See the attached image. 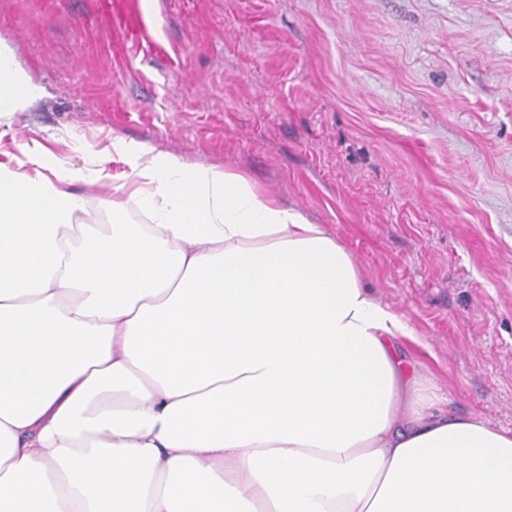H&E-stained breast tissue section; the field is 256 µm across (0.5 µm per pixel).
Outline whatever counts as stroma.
Segmentation results:
<instances>
[{"label":"stroma","instance_id":"1","mask_svg":"<svg viewBox=\"0 0 512 512\" xmlns=\"http://www.w3.org/2000/svg\"><path fill=\"white\" fill-rule=\"evenodd\" d=\"M166 54H112L93 0H0L46 95L0 123L246 173L349 250L422 337L449 415L512 435V0H146Z\"/></svg>","mask_w":512,"mask_h":512}]
</instances>
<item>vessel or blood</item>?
Instances as JSON below:
<instances>
[{
    "label": "vessel or blood",
    "mask_w": 512,
    "mask_h": 512,
    "mask_svg": "<svg viewBox=\"0 0 512 512\" xmlns=\"http://www.w3.org/2000/svg\"><path fill=\"white\" fill-rule=\"evenodd\" d=\"M99 22L108 27L112 36V50L123 55L128 43L151 52L159 46L150 34V22L143 0H96Z\"/></svg>",
    "instance_id": "b4317fda"
}]
</instances>
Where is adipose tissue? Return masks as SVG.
<instances>
[{
  "label": "adipose tissue",
  "instance_id": "adipose-tissue-1",
  "mask_svg": "<svg viewBox=\"0 0 512 512\" xmlns=\"http://www.w3.org/2000/svg\"><path fill=\"white\" fill-rule=\"evenodd\" d=\"M44 95L0 43V120ZM80 152L0 160V512H512V436L422 394L336 237L229 168ZM78 193L84 194L90 200V212L92 216L91 224H110L112 223V211L105 208L99 201L101 193L99 189L92 185L79 184L74 187Z\"/></svg>",
  "mask_w": 512,
  "mask_h": 512
}]
</instances>
